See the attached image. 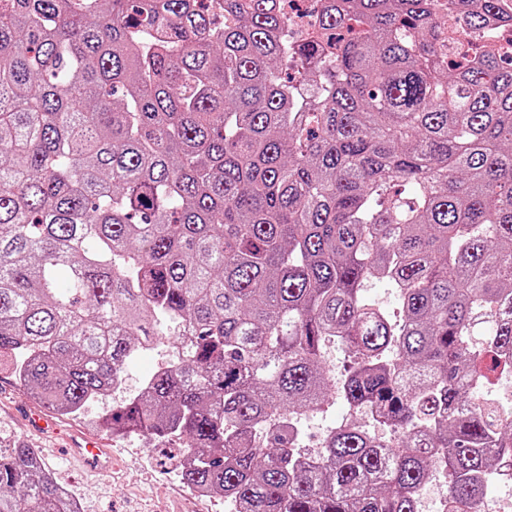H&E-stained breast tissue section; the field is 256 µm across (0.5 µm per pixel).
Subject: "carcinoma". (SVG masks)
Masks as SVG:
<instances>
[{"mask_svg": "<svg viewBox=\"0 0 512 512\" xmlns=\"http://www.w3.org/2000/svg\"><path fill=\"white\" fill-rule=\"evenodd\" d=\"M0 0V367L62 416L161 367L103 424L231 512L448 510L512 461V25L501 0ZM474 38L483 49L463 50ZM387 284L393 320L366 297ZM352 357L338 381L329 345ZM338 393L398 433L290 416ZM0 512H69L0 448ZM319 3L315 0H296L288 3V15L291 16L292 24L297 29H304L313 16L312 12L317 10Z\"/></svg>", "mask_w": 512, "mask_h": 512, "instance_id": "1", "label": "carcinoma"}]
</instances>
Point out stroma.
<instances>
[{
    "label": "stroma",
    "instance_id": "1",
    "mask_svg": "<svg viewBox=\"0 0 512 512\" xmlns=\"http://www.w3.org/2000/svg\"><path fill=\"white\" fill-rule=\"evenodd\" d=\"M173 347L159 343L138 354L127 369L120 392L89 404L81 413L57 417L63 430L101 432L100 420L113 406L136 395L144 381L170 361ZM33 397L17 385L10 373L0 371V448L26 445L39 450L52 442L29 427L24 414L33 406ZM349 414L346 402L330 398L322 410L298 414L301 448L316 447L323 435L340 425ZM116 466L111 475H89L69 465L63 456L48 457L47 463L58 482L70 485L80 499L83 512H191L193 493L168 465H161L150 441L128 433L110 435Z\"/></svg>",
    "mask_w": 512,
    "mask_h": 512
}]
</instances>
